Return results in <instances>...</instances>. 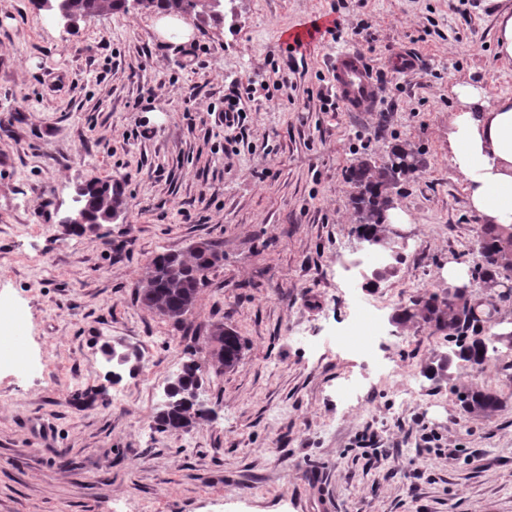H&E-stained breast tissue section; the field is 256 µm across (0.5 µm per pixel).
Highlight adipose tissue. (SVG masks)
<instances>
[{
	"label": "adipose tissue",
	"mask_w": 512,
	"mask_h": 512,
	"mask_svg": "<svg viewBox=\"0 0 512 512\" xmlns=\"http://www.w3.org/2000/svg\"><path fill=\"white\" fill-rule=\"evenodd\" d=\"M448 147L464 176L469 206L483 223L512 232V97L490 99L483 88L457 86Z\"/></svg>",
	"instance_id": "obj_1"
}]
</instances>
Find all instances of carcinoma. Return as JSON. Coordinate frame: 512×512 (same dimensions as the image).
<instances>
[{"label": "carcinoma", "mask_w": 512, "mask_h": 512, "mask_svg": "<svg viewBox=\"0 0 512 512\" xmlns=\"http://www.w3.org/2000/svg\"><path fill=\"white\" fill-rule=\"evenodd\" d=\"M150 10L162 9L193 17L197 20L210 19L220 25L224 23V0H212L206 4L202 0H148ZM79 14L91 17L108 13H129L133 10L130 0H80L71 5ZM419 170L415 153L404 145L391 147L388 160L381 166L359 164L352 167L347 180L357 189L353 198L357 224V236L379 238L386 232L382 212L387 204L389 190L398 180L405 179ZM99 189H90L78 196L77 202L84 209L89 220L95 224L107 222L111 211L126 213L124 190L117 181L100 180ZM479 261L476 273L482 280H494L508 267L501 264L512 252V232L505 235L492 224H484L477 243ZM221 260L217 245L203 241L193 245L189 258L176 253H159L152 258V270L147 274L150 283H140L136 300L140 306L152 313L167 317L179 323L195 305L198 295L207 280L201 278L204 270ZM399 317L406 321H422L436 329L448 333V341L455 343L452 350L456 361L469 364H482L488 355V346L481 338L467 340L466 333L478 322L481 316L478 307L468 300L446 294H419L411 301V306L403 309ZM244 339L231 328L224 329V344L221 351L212 355L218 368L216 371H230L239 362ZM200 381V369L196 362L182 365L177 373L178 387L168 397L169 404L157 412L156 422L161 429L177 430L188 417V408L182 398L188 396ZM462 407H472L483 412H493L500 405L497 393L488 387L466 388L458 393Z\"/></svg>", "instance_id": "obj_1"}]
</instances>
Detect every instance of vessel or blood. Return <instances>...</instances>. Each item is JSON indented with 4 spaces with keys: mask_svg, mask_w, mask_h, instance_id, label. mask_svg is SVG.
<instances>
[{
    "mask_svg": "<svg viewBox=\"0 0 512 512\" xmlns=\"http://www.w3.org/2000/svg\"><path fill=\"white\" fill-rule=\"evenodd\" d=\"M329 69L336 95L346 111L368 112L377 106L374 74L361 54L340 50L331 59Z\"/></svg>",
    "mask_w": 512,
    "mask_h": 512,
    "instance_id": "1",
    "label": "vessel or blood"
}]
</instances>
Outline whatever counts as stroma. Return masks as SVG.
<instances>
[{
  "label": "stroma",
  "mask_w": 512,
  "mask_h": 512,
  "mask_svg": "<svg viewBox=\"0 0 512 512\" xmlns=\"http://www.w3.org/2000/svg\"><path fill=\"white\" fill-rule=\"evenodd\" d=\"M217 27L191 20L188 43L160 38L152 12L80 22L77 34L30 0H0V315L36 371L0 370V512H512V277L465 278L494 308L481 369L441 364L452 344L395 321L413 296L443 294V271L473 270L481 224L448 151L457 84L512 96L497 23L512 0H235ZM340 19L286 60L284 29ZM362 36H355V29ZM361 53L380 101L324 111L338 49ZM415 55L404 73L391 65ZM288 64V85L275 68ZM243 98L244 136L226 144L220 111ZM197 110L185 114V98ZM421 168L392 190L407 223L393 276L357 237L345 173L392 145ZM123 182L124 218L80 235L64 219L80 185ZM200 241L224 259L182 322L135 300L152 256ZM373 305L368 352L341 342ZM246 342L234 370L208 371L213 416L160 430L169 378L204 361L212 324ZM123 346L130 362L107 359ZM361 377L358 399L336 389ZM503 401L467 413L456 392ZM435 433L438 447L419 445ZM376 434L390 456L360 445Z\"/></svg>",
  "instance_id": "1"
}]
</instances>
